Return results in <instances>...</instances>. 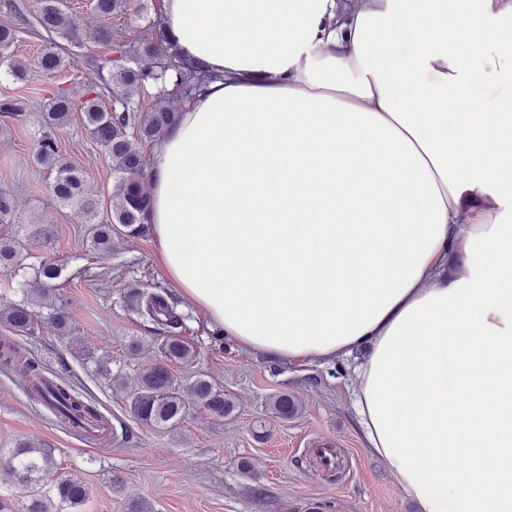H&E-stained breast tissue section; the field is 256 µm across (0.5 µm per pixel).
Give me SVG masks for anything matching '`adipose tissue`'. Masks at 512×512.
Wrapping results in <instances>:
<instances>
[{
	"label": "adipose tissue",
	"instance_id": "1",
	"mask_svg": "<svg viewBox=\"0 0 512 512\" xmlns=\"http://www.w3.org/2000/svg\"><path fill=\"white\" fill-rule=\"evenodd\" d=\"M162 12L208 73L151 151L172 285L247 351L361 355L365 445L420 512H512V0Z\"/></svg>",
	"mask_w": 512,
	"mask_h": 512
}]
</instances>
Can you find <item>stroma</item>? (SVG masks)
<instances>
[{"mask_svg":"<svg viewBox=\"0 0 512 512\" xmlns=\"http://www.w3.org/2000/svg\"><path fill=\"white\" fill-rule=\"evenodd\" d=\"M19 2L23 18L0 10V26L17 30L16 58L31 67L23 82L0 67V99L19 103L17 112L0 119V194L9 200L0 223L18 242L17 262L0 269V302H29L41 327L38 335L21 337V344L47 371L68 365V380L98 401L126 438L108 447L86 445L28 394L22 372L0 367V448L24 439L44 442L56 463L41 480L45 492H52L57 472L80 476L90 488L81 512H129L135 500L147 501L153 512H309L312 502L320 503L321 512H417L364 445L346 391L352 360L288 365L244 351L232 339L214 336L183 298L178 311L185 318V340L198 356L192 367L177 364L172 371L182 381L201 374L223 386L235 411L223 419L190 411L176 431L134 418L127 390L113 381L133 382L140 368L160 356L159 333L135 310L137 292L169 285L159 246L148 232L124 238L112 253H92L77 208L54 200L52 176L37 159V144L55 87L97 84L103 105L115 108L112 59L153 32L154 0H131L126 14L116 18L100 16L94 0H70V19L88 36L76 46L38 27L41 0ZM102 26L112 30L106 45L89 39ZM52 46L61 47L72 63L47 75L36 63ZM55 137L61 156L82 167L89 190L111 196L112 166L81 114ZM48 259L57 261L60 276L46 282L40 297L29 285ZM59 310L67 318L62 329L54 323ZM284 391L299 399L301 411L282 421L270 414L268 399ZM262 427L263 439L257 436ZM315 443L336 448L344 475L317 471L309 455ZM116 476L122 487H113Z\"/></svg>","mask_w":512,"mask_h":512,"instance_id":"obj_1","label":"stroma"}]
</instances>
